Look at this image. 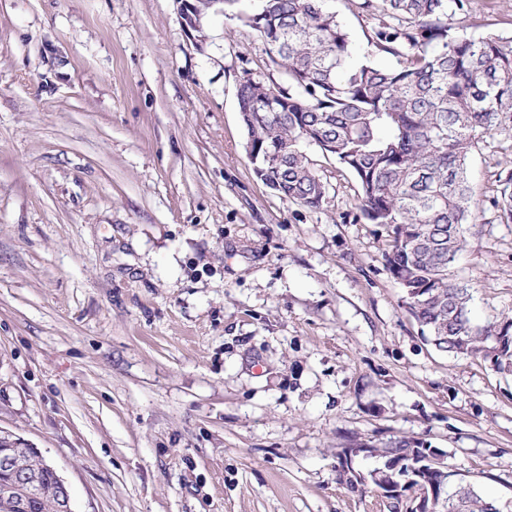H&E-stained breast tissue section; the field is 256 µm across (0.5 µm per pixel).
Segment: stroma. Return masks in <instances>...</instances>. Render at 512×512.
Masks as SVG:
<instances>
[{
    "instance_id": "obj_1",
    "label": "stroma",
    "mask_w": 512,
    "mask_h": 512,
    "mask_svg": "<svg viewBox=\"0 0 512 512\" xmlns=\"http://www.w3.org/2000/svg\"><path fill=\"white\" fill-rule=\"evenodd\" d=\"M469 32L512 36V0ZM284 77L257 33L178 0H0V434L74 512H393L340 482L357 440L414 437L512 505V374L427 342L321 159L323 207L253 171L237 91ZM512 159L475 149L476 192ZM457 263L472 318L512 317V224Z\"/></svg>"
}]
</instances>
